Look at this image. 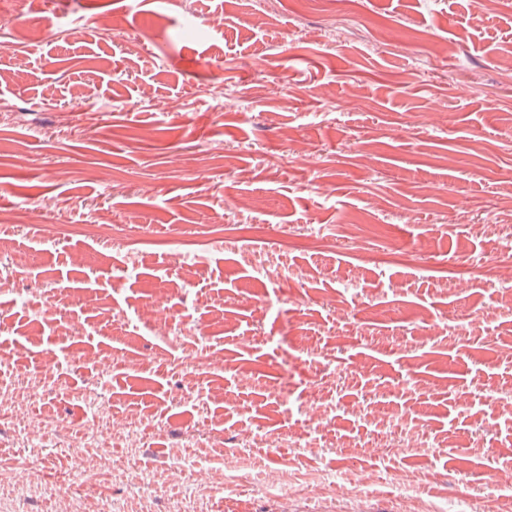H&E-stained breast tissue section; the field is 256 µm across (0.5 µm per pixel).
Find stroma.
Masks as SVG:
<instances>
[{"label":"stroma","mask_w":512,"mask_h":512,"mask_svg":"<svg viewBox=\"0 0 512 512\" xmlns=\"http://www.w3.org/2000/svg\"><path fill=\"white\" fill-rule=\"evenodd\" d=\"M6 6L0 210L38 220L0 223V274L28 268L0 297V386L84 427L30 441L25 420L0 421V457L60 469L76 448L147 473L97 512H269L280 467L378 512H512L494 486L512 410L486 400L512 399V290L444 278L512 242V0L480 16L472 0ZM106 16L122 23L109 39ZM430 38L451 54L429 55ZM287 232L297 245L279 249ZM399 250L409 263L382 262ZM53 283L68 300L47 319ZM157 293L164 321L142 314ZM482 308L488 324L462 334L457 316ZM49 352L56 370L36 376ZM210 354L222 367H193ZM312 406L328 421L312 425ZM185 464L203 471L175 480ZM78 489L21 470L0 497L56 512Z\"/></svg>","instance_id":"35a3bbf8"}]
</instances>
